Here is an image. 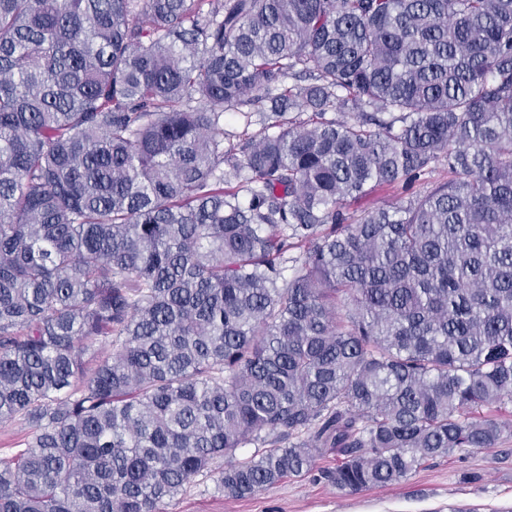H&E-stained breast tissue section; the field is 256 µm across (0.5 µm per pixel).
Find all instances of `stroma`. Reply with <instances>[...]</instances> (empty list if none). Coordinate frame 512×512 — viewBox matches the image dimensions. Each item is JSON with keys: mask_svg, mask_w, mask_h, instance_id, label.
<instances>
[{"mask_svg": "<svg viewBox=\"0 0 512 512\" xmlns=\"http://www.w3.org/2000/svg\"><path fill=\"white\" fill-rule=\"evenodd\" d=\"M327 454L302 480H284L243 499L218 488L220 465L199 474L165 512H512V440L490 450H469L430 460L408 480L342 494L321 471L335 467Z\"/></svg>", "mask_w": 512, "mask_h": 512, "instance_id": "1", "label": "stroma"}]
</instances>
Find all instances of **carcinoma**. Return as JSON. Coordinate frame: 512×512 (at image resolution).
Segmentation results:
<instances>
[{
  "label": "carcinoma",
  "mask_w": 512,
  "mask_h": 512,
  "mask_svg": "<svg viewBox=\"0 0 512 512\" xmlns=\"http://www.w3.org/2000/svg\"><path fill=\"white\" fill-rule=\"evenodd\" d=\"M508 403L512 0H0V512L327 452L354 493L495 447ZM398 192H400V190ZM398 192L394 189L374 191L362 199L352 201L349 206V211L355 215L371 211L384 202L392 200Z\"/></svg>",
  "instance_id": "obj_1"
}]
</instances>
